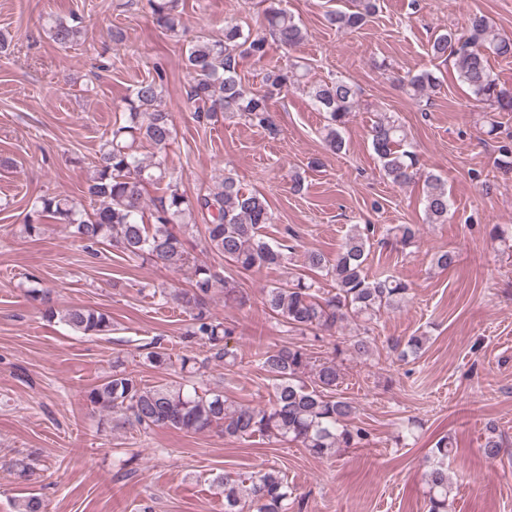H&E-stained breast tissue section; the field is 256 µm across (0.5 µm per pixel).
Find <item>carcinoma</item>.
Here are the masks:
<instances>
[{
	"label": "carcinoma",
	"mask_w": 512,
	"mask_h": 512,
	"mask_svg": "<svg viewBox=\"0 0 512 512\" xmlns=\"http://www.w3.org/2000/svg\"><path fill=\"white\" fill-rule=\"evenodd\" d=\"M264 4V34L244 31L237 24L224 25L218 39L201 36L185 56L189 76L186 95L196 105L194 119L202 124L218 120L225 112H238L256 126L274 135L278 128L270 101L297 80L295 66L273 65L263 77L264 90L248 93L243 88L240 70L244 60L260 62L268 55L269 42L281 48H293L305 39L294 16L282 7V0H261ZM154 24L170 34L182 26L180 0H146ZM377 8L376 0H359L354 10L336 9L327 14L330 24L339 30L361 28ZM52 40L67 46L81 37L78 17L54 19L49 27ZM499 57H512V37L494 33L488 21L476 16L468 32L446 33L431 45L435 58H455L459 81L479 100L497 112H512V89L501 85L493 75L487 51ZM163 74L137 82L123 99V112L106 133L99 156L85 182L92 210L75 199L45 194L32 204L23 224L24 233L37 236L41 221L48 217L72 229L75 237L91 248L106 245L131 261L162 263L174 268L190 263L185 236L173 230L175 224L199 228L206 246L243 271L280 265L287 260L286 245L267 241L264 225L272 223L265 196L244 192L236 180L224 176L213 188L194 197L179 189L177 179L166 167V152L175 139L170 113L161 106ZM438 85L430 70L407 78V86L421 94ZM308 94L317 110L325 114L324 140L330 149L344 147L342 129L359 106L354 84L342 77L308 86ZM372 149L391 182L403 186L420 175L415 152L408 149L403 126L393 116L382 113L370 129ZM146 141L156 149L150 161L137 152L136 143ZM147 184L165 185L162 194L146 204ZM450 199L440 176L424 179V213L429 224L448 219ZM202 216L205 224L195 222ZM371 246L370 231L353 226L336 255L319 251L306 256L307 272L297 273L285 282L266 289L265 303L271 314L292 332L313 334L320 342L321 332H336L352 315L368 321L393 308L409 295L408 284L388 277L370 279L364 272ZM331 278L335 291L322 293L314 276ZM224 288V299L246 302L242 289L229 283L211 266L193 264L191 287L169 292L158 291L160 301H174L189 312L191 323L183 336L187 352L177 358L180 371L195 374L212 362L224 363L232 357L228 340L235 328L224 324L208 310L215 288ZM45 317L57 318L71 330L84 336L112 333V317L104 311L80 306L62 311L49 306ZM426 343L424 336L395 340L392 348L405 358L418 356ZM207 348V356L198 359L195 346ZM370 345L364 336H352L334 346V357L318 359L308 345L290 343L263 351L260 367L274 380L268 403L259 407L237 406L219 390L199 392L184 382H166L146 386L141 380L115 366L112 373L87 392L90 405L110 414H121L125 423L146 433L168 428L199 434L220 429L228 439L262 437L296 443L309 454L327 458L338 448H357L369 444V431L354 422V408L336 395L341 370L336 357H364ZM172 356L158 340L151 342L145 362L154 368L173 366ZM312 376V384L304 377ZM452 442L440 440L426 472L428 512H448V455ZM10 473L19 483L36 475L33 460L23 457L12 462ZM215 481L224 487V512H290L292 494L280 471L270 468L246 481L230 475ZM17 512H45L41 497L29 495L19 500Z\"/></svg>",
	"instance_id": "cac0c4a2"
}]
</instances>
